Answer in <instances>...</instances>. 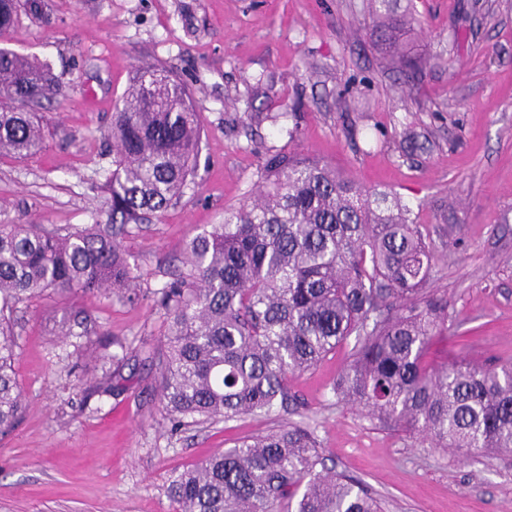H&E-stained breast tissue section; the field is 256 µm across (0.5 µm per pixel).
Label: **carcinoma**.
Masks as SVG:
<instances>
[{
	"label": "carcinoma",
	"instance_id": "obj_1",
	"mask_svg": "<svg viewBox=\"0 0 512 512\" xmlns=\"http://www.w3.org/2000/svg\"><path fill=\"white\" fill-rule=\"evenodd\" d=\"M399 0H369V15L405 76L421 61L397 51L414 23ZM38 0H0V36ZM59 91L47 63L0 48V155L26 159L44 135L21 104ZM109 224L64 234L40 224H0V435L26 402L14 372L8 313L49 292H111L140 301L123 245L127 226L160 217L198 168L202 131L186 85L171 70L142 68L112 115ZM187 276L153 292L167 315L156 389L178 428L229 421L301 401L289 377L356 341L333 387L388 428L422 435L465 457L512 455V363L436 366L430 342L448 332V300L431 292L432 246L390 190L367 191L328 164L276 151L253 199L194 235ZM63 344L91 335L81 310ZM102 355L120 366L116 339ZM174 512H383L356 478L325 465L314 428L299 422L237 439L174 473Z\"/></svg>",
	"mask_w": 512,
	"mask_h": 512
}]
</instances>
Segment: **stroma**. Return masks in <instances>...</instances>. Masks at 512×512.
Listing matches in <instances>:
<instances>
[{"label": "stroma", "instance_id": "stroma-1", "mask_svg": "<svg viewBox=\"0 0 512 512\" xmlns=\"http://www.w3.org/2000/svg\"><path fill=\"white\" fill-rule=\"evenodd\" d=\"M368 0H42L0 46L49 61L59 91L36 112L46 148L0 156V223L67 231L110 220L112 112L138 69L176 72L203 129L184 196L123 242L145 295L38 297L14 315V370L28 409L0 439V512H173L179 468L237 438L310 423L326 464L360 479L385 512H512V460L459 459L381 427L339 401L342 344L290 380L302 408L172 431L155 365L103 361L122 338L162 350L151 295L183 267L186 242L257 189L268 153L315 157L362 187L390 189L434 249L430 286L448 300V333L430 361H512V0H414L404 77L377 42ZM301 113L297 140H289ZM94 334L61 342L67 308ZM113 375L110 394L82 383Z\"/></svg>", "mask_w": 512, "mask_h": 512}]
</instances>
